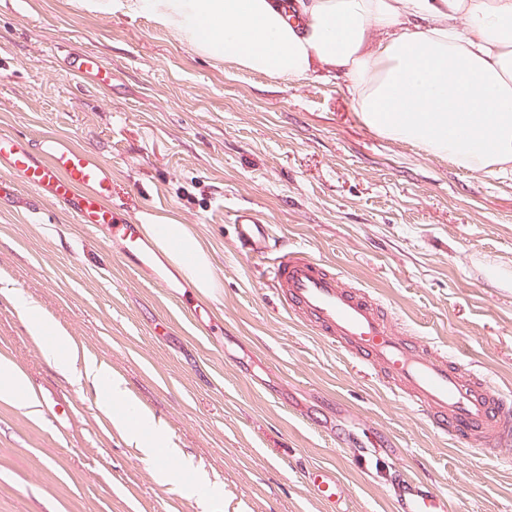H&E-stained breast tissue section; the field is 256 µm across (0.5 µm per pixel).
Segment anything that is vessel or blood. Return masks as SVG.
I'll use <instances>...</instances> for the list:
<instances>
[{"mask_svg":"<svg viewBox=\"0 0 512 512\" xmlns=\"http://www.w3.org/2000/svg\"><path fill=\"white\" fill-rule=\"evenodd\" d=\"M77 76L99 79L104 67L89 52L66 59ZM17 176L49 201L64 204L91 232L109 228L126 259L154 283L163 277L138 225L115 221L112 169L61 139L43 138L33 153L19 138L0 134V171ZM234 238L247 256L271 255V277L287 314L353 359L371 367L395 395L422 412L432 427L459 446L493 455L512 446V394L491 388L447 350L408 333L381 301L307 252L273 248L270 227L254 214L237 213ZM314 495L329 512H347L343 488L322 469L307 473ZM397 512H447L448 500L423 482L395 477Z\"/></svg>","mask_w":512,"mask_h":512,"instance_id":"1","label":"vessel or blood"}]
</instances>
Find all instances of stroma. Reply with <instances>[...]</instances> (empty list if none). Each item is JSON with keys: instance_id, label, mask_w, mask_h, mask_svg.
I'll return each mask as SVG.
<instances>
[{"instance_id": "obj_1", "label": "stroma", "mask_w": 512, "mask_h": 512, "mask_svg": "<svg viewBox=\"0 0 512 512\" xmlns=\"http://www.w3.org/2000/svg\"><path fill=\"white\" fill-rule=\"evenodd\" d=\"M95 54L111 90L71 75ZM0 133L54 135L112 166L124 222L192 225L221 287L200 295L165 259L159 286L109 229L0 176V357L42 404L0 401V512H327L308 469L336 476L348 512H396L391 477H417L448 512H512V448L455 446L370 370L279 305L267 260L243 255L236 212L370 289L415 335L512 390V170L471 172L379 136L342 79L282 81L230 67L144 14L85 0H0ZM107 366L160 420L193 482H164L28 332L16 294Z\"/></svg>"}]
</instances>
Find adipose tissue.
Instances as JSON below:
<instances>
[{"mask_svg":"<svg viewBox=\"0 0 512 512\" xmlns=\"http://www.w3.org/2000/svg\"><path fill=\"white\" fill-rule=\"evenodd\" d=\"M93 9L148 14L208 56L273 79L318 69L344 77L359 120L397 142L475 172L512 165V0H90ZM201 295L220 282L202 237L173 219L143 227ZM15 305L45 353L70 372V336L24 296ZM85 376L131 443L174 477L166 432L132 404L120 380L89 361ZM0 400L30 414L39 401L22 371L0 358Z\"/></svg>","mask_w":512,"mask_h":512,"instance_id":"adipose-tissue-1","label":"adipose tissue"}]
</instances>
